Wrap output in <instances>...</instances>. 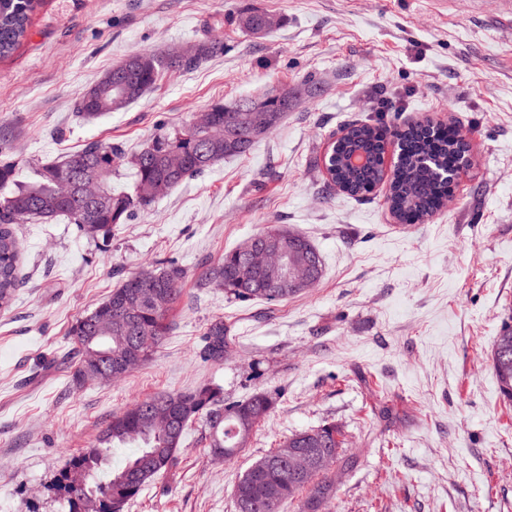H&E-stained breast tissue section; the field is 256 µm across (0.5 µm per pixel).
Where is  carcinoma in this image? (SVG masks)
I'll return each instance as SVG.
<instances>
[{"label":"carcinoma","instance_id":"obj_1","mask_svg":"<svg viewBox=\"0 0 512 512\" xmlns=\"http://www.w3.org/2000/svg\"><path fill=\"white\" fill-rule=\"evenodd\" d=\"M38 0H0V58L9 55L25 37L30 14ZM238 26L253 35L266 34L281 23L267 12L252 9L236 19ZM224 50L214 40L190 44L175 54L138 53L107 70L77 99L78 113L93 118L103 112H119L152 90L168 68H191ZM249 101L217 104L209 109L195 131L192 124L164 133L131 157L122 149L97 141L87 143L64 159L37 164L32 176L17 179V163L0 159V310L8 308L17 288L21 249L16 225L26 220L46 224L60 217L76 225L86 238L106 237L115 224L150 205L157 183L173 188L197 177L226 158L243 156L276 129L288 111V96L275 94L265 99L268 127L255 129L246 112ZM387 129L381 124L352 123L345 135L328 152L330 183L351 196H362L384 177V143ZM398 142V159L392 170L387 203L402 224H418L448 201V176L460 169L467 142L450 125L430 131L420 125L393 130ZM362 153L367 163L351 167L349 155ZM129 166L134 173L130 189L112 186V177ZM274 240L292 258L294 273L308 282L295 288H269L273 273L250 267L246 251ZM322 256L304 235L277 226L266 227L244 243L224 252L217 262L203 268L200 284L220 288L238 301L275 303L313 287L323 277ZM184 270L170 261L147 267L126 277L91 311L72 325L73 347L61 359L71 382L81 387L91 379L85 357L91 349L134 351L147 361L171 329L170 312L180 298ZM229 352L224 322L215 321L205 333L202 356L222 361ZM491 360L500 395L512 401V325L504 324L495 336ZM274 405L268 392L245 400H224L222 388L204 384L186 392H160L138 400L112 416L94 446L96 455L80 450L71 455L53 482L54 490L68 512H109L112 504L124 510L155 478L173 472L179 465L185 434L196 420L204 423L207 447L233 458L247 447L256 428ZM174 417L173 426H162L164 412ZM336 425L295 432L278 446L255 459L239 474L233 490L236 512H282L285 504L302 502L301 512H323L336 497V478L327 470L310 468L297 475L288 469V455L319 452L339 456L341 441ZM131 448L119 466H112V452ZM91 470L90 487L99 509L87 502L88 494L73 483V470Z\"/></svg>","mask_w":512,"mask_h":512}]
</instances>
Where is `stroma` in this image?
I'll use <instances>...</instances> for the list:
<instances>
[{
  "label": "stroma",
  "mask_w": 512,
  "mask_h": 512,
  "mask_svg": "<svg viewBox=\"0 0 512 512\" xmlns=\"http://www.w3.org/2000/svg\"><path fill=\"white\" fill-rule=\"evenodd\" d=\"M279 18L253 36L235 16ZM211 38L222 53L171 69L119 112L91 121L75 99L129 55ZM287 91V117L251 152L170 189L107 241L76 225L21 224L23 284L0 310V512H59L51 484L135 400L221 386L274 408L230 462L188 429L175 472L125 512H235L233 483L290 433H342L326 512H512V404L497 389L495 336L512 321V7L506 0H39L0 58V150L24 168L98 141L140 151L216 104ZM428 119L462 127L471 165L453 199L419 224L332 186L323 158L348 123ZM310 238L313 288L267 304L197 284L201 266L266 226ZM186 276L152 357L112 383L73 387L51 361L70 328L140 268ZM223 321L230 355L203 360Z\"/></svg>",
  "instance_id": "obj_1"
}]
</instances>
